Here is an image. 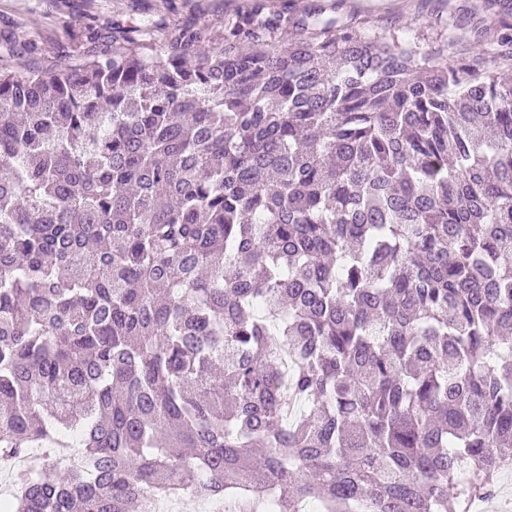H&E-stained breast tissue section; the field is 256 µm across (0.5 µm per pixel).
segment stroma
I'll use <instances>...</instances> for the list:
<instances>
[{
    "label": "stroma",
    "instance_id": "1",
    "mask_svg": "<svg viewBox=\"0 0 512 512\" xmlns=\"http://www.w3.org/2000/svg\"><path fill=\"white\" fill-rule=\"evenodd\" d=\"M269 11L295 15L321 6L324 16L356 18L385 34L405 32L422 51L454 58L463 46H479L486 62L498 50L495 37L480 39L482 28L512 24V0H264ZM251 0H0V41L16 38L17 56L0 65L17 67L27 60L44 68L81 61L90 48H112V30L151 17L173 26L196 21L216 27L249 8ZM100 39L90 44L89 31Z\"/></svg>",
    "mask_w": 512,
    "mask_h": 512
}]
</instances>
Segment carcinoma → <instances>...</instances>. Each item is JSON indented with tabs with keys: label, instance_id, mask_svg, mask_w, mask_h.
I'll list each match as a JSON object with an SVG mask.
<instances>
[{
	"label": "carcinoma",
	"instance_id": "1",
	"mask_svg": "<svg viewBox=\"0 0 512 512\" xmlns=\"http://www.w3.org/2000/svg\"><path fill=\"white\" fill-rule=\"evenodd\" d=\"M321 12L148 19L0 71V458L77 449L0 509L495 493L512 83Z\"/></svg>",
	"mask_w": 512,
	"mask_h": 512
}]
</instances>
